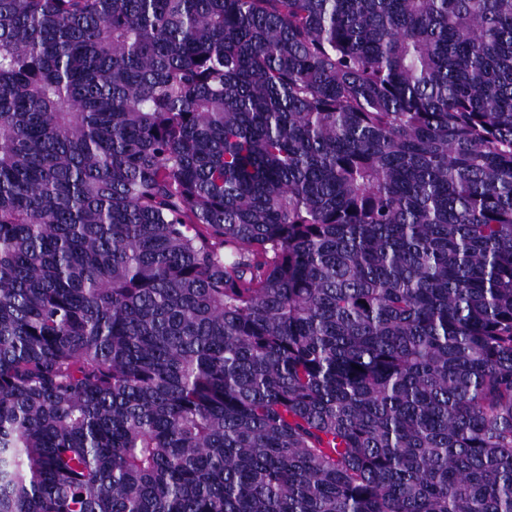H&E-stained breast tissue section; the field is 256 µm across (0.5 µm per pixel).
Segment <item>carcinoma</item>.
Here are the masks:
<instances>
[{
    "instance_id": "carcinoma-1",
    "label": "carcinoma",
    "mask_w": 512,
    "mask_h": 512,
    "mask_svg": "<svg viewBox=\"0 0 512 512\" xmlns=\"http://www.w3.org/2000/svg\"><path fill=\"white\" fill-rule=\"evenodd\" d=\"M0 512H512V0H0Z\"/></svg>"
}]
</instances>
